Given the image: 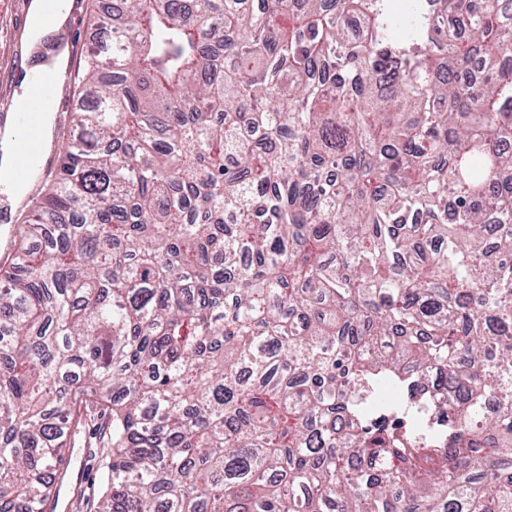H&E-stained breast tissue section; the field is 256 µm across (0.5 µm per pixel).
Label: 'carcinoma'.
<instances>
[{
	"mask_svg": "<svg viewBox=\"0 0 512 512\" xmlns=\"http://www.w3.org/2000/svg\"><path fill=\"white\" fill-rule=\"evenodd\" d=\"M246 2L84 55L0 267V512L95 417L97 512H512V0Z\"/></svg>",
	"mask_w": 512,
	"mask_h": 512,
	"instance_id": "cac0c4a2",
	"label": "carcinoma"
}]
</instances>
